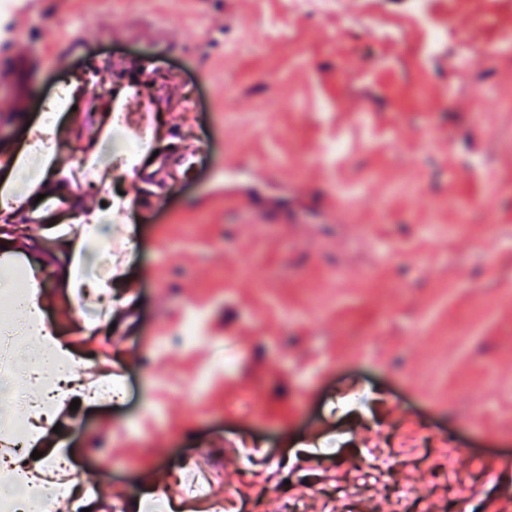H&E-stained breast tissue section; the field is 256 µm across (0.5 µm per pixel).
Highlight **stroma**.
Returning a JSON list of instances; mask_svg holds the SVG:
<instances>
[{"label":"stroma","instance_id":"obj_1","mask_svg":"<svg viewBox=\"0 0 512 512\" xmlns=\"http://www.w3.org/2000/svg\"><path fill=\"white\" fill-rule=\"evenodd\" d=\"M290 2L39 0L0 37V155L88 68L146 87L161 141L199 152L188 177L173 150L113 173L129 206L102 242L134 247L114 330L80 344L129 396L52 442L141 512L181 504L170 470L200 448L207 496L248 512H393L405 487L407 512H512V54L460 39L499 42L512 0H429L426 21L411 0ZM21 244L66 288L61 241ZM194 312L199 343L178 336ZM371 444L386 484L361 478Z\"/></svg>","mask_w":512,"mask_h":512}]
</instances>
